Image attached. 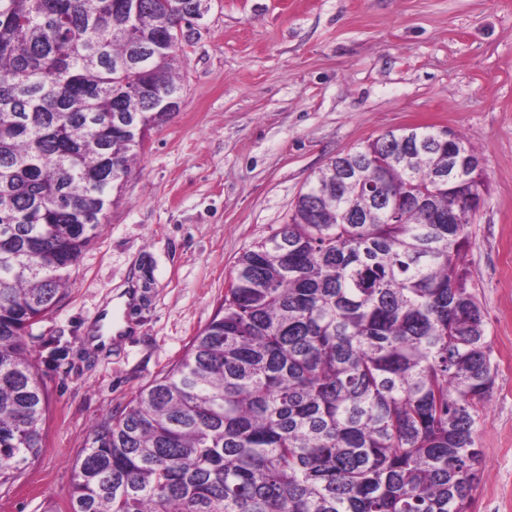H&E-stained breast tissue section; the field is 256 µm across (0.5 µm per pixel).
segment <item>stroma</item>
<instances>
[{"label":"stroma","mask_w":512,"mask_h":512,"mask_svg":"<svg viewBox=\"0 0 512 512\" xmlns=\"http://www.w3.org/2000/svg\"><path fill=\"white\" fill-rule=\"evenodd\" d=\"M179 112L151 129L71 288L33 328L41 455L0 512H63L89 426L169 371L213 318L238 257L337 155L430 126L479 152L487 192L466 262L496 367L479 409L470 512H512V0H213L180 63ZM131 287L112 345L92 332Z\"/></svg>","instance_id":"obj_1"}]
</instances>
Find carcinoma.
<instances>
[{
  "instance_id": "1",
  "label": "carcinoma",
  "mask_w": 512,
  "mask_h": 512,
  "mask_svg": "<svg viewBox=\"0 0 512 512\" xmlns=\"http://www.w3.org/2000/svg\"><path fill=\"white\" fill-rule=\"evenodd\" d=\"M203 0H0V488L44 442L29 330L70 286ZM448 130L332 159L183 358L91 429L67 512H469L496 368Z\"/></svg>"
}]
</instances>
